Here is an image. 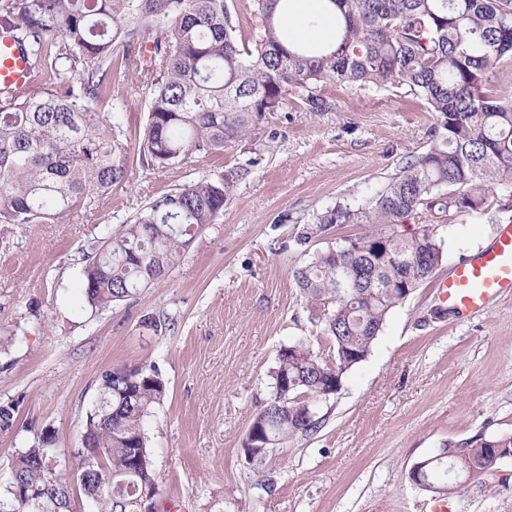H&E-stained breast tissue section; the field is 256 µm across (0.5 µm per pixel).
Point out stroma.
I'll return each instance as SVG.
<instances>
[{
	"label": "stroma",
	"instance_id": "stroma-1",
	"mask_svg": "<svg viewBox=\"0 0 512 512\" xmlns=\"http://www.w3.org/2000/svg\"><path fill=\"white\" fill-rule=\"evenodd\" d=\"M138 83L135 73L115 72L111 99L97 106L122 127L127 178L94 214L0 224V403L15 404L18 418L15 430L0 432V482L43 428L54 430L55 447L80 448L103 372L152 365L166 384L145 423L160 512H422L434 495L411 481L414 463L448 444L512 433V292L480 314H432L438 281L512 220V192L492 195L487 213L445 218L434 281L392 310L340 390L316 401L319 429L253 464L243 441L271 395L280 347L303 340L322 358L335 355L295 284L305 261L295 234L336 203L370 205L428 148L435 116L401 89L327 83L323 111L290 103L259 117L252 138L158 171L139 161L147 100ZM241 165L223 216L164 280L87 306L80 282L93 245L146 200ZM148 316L164 331L147 327ZM447 500L453 512H512V458L459 477Z\"/></svg>",
	"mask_w": 512,
	"mask_h": 512
}]
</instances>
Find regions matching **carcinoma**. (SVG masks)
<instances>
[{"label": "carcinoma", "mask_w": 512, "mask_h": 512, "mask_svg": "<svg viewBox=\"0 0 512 512\" xmlns=\"http://www.w3.org/2000/svg\"><path fill=\"white\" fill-rule=\"evenodd\" d=\"M290 2L252 0L259 30L251 49L227 0H0V34L29 52L36 80L26 92L0 90V224L91 213L125 180L120 124L96 109L112 96L119 68L139 71L148 99L139 156L151 169L241 141L251 135L252 118L285 111L293 93L319 112L325 103L318 89L327 82L403 88L434 113L429 148L408 160L370 206L338 203L295 236L308 256L294 272L296 285L319 312L336 357L326 361L304 341L280 348L271 397L243 442L249 451L318 428L312 399L340 390L389 313L442 265L444 241L433 225L410 238L394 225L417 214H479L490 191L512 190V97L490 86L496 64L512 56V0H327L331 41L289 39L281 18ZM149 32L153 49L145 60L136 46ZM239 177L229 170L148 202L84 267L89 307L161 281L195 234L218 222ZM339 224L369 230L311 251ZM124 374L137 377L128 392ZM165 395L153 366L100 376L83 430L103 460L79 486L94 512H139L138 489L155 481L144 422ZM15 414L13 403H0V432L14 429ZM135 448L144 456L133 476ZM499 448L512 449V434L450 446L425 480L433 486L452 469H494ZM53 459L66 465V454L41 436L19 450L0 484V512H70L71 489L49 466ZM18 485L41 490L39 500L13 492Z\"/></svg>", "instance_id": "obj_1"}]
</instances>
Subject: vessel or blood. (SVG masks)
Returning a JSON list of instances; mask_svg holds the SVG:
<instances>
[{
	"mask_svg": "<svg viewBox=\"0 0 512 512\" xmlns=\"http://www.w3.org/2000/svg\"><path fill=\"white\" fill-rule=\"evenodd\" d=\"M30 75L26 53L0 35V89L23 90ZM439 289L449 308L462 316L484 311L494 296L512 291V224H501L493 246L457 264Z\"/></svg>",
	"mask_w": 512,
	"mask_h": 512,
	"instance_id": "b4317fda",
	"label": "vessel or blood"
}]
</instances>
